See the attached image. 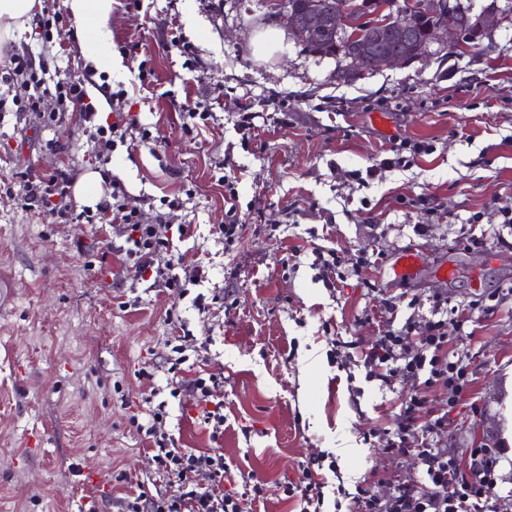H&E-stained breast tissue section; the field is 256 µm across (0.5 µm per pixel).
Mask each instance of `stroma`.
Returning <instances> with one entry per match:
<instances>
[{
    "mask_svg": "<svg viewBox=\"0 0 512 512\" xmlns=\"http://www.w3.org/2000/svg\"><path fill=\"white\" fill-rule=\"evenodd\" d=\"M42 5L0 57V512H123L128 495L174 494L141 430L153 393L179 447L223 452L239 512H299L285 488L306 466L325 484L320 512H354L364 482L383 498L421 490L414 453L388 450L420 382L370 377L361 351L392 323L442 318L471 385L456 398L431 388L427 407L447 410L448 425L407 439L467 478L472 449L490 442L500 462L488 504L512 512V248L500 244L512 241L500 212L512 202V28L461 56L342 84L334 60L289 41L268 0H117L100 43L41 38L45 20L69 16L62 0ZM269 31L273 51L257 54ZM104 51L120 71L97 72L91 56ZM14 57L49 85L85 77L108 104L97 123L135 119L111 159L53 95L29 110L35 89L13 76ZM189 107L206 115L190 129ZM63 167L119 180L145 223L189 225L172 253L200 282L182 295L141 273L120 232L79 219L81 203L65 223L27 206L26 177ZM230 210L241 230L228 244ZM410 248L423 264L396 278ZM444 263L448 281L435 273ZM200 294L221 301L200 309ZM209 376L218 436L188 394Z\"/></svg>",
    "mask_w": 512,
    "mask_h": 512,
    "instance_id": "35a3bbf8",
    "label": "stroma"
}]
</instances>
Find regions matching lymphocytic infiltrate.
Masks as SVG:
<instances>
[{
	"instance_id": "lymphocytic-infiltrate-1",
	"label": "lymphocytic infiltrate",
	"mask_w": 512,
	"mask_h": 512,
	"mask_svg": "<svg viewBox=\"0 0 512 512\" xmlns=\"http://www.w3.org/2000/svg\"><path fill=\"white\" fill-rule=\"evenodd\" d=\"M54 94L61 102L71 104L83 122L94 125L92 138L99 155L111 157L117 140L126 135L123 121L106 126L96 124V107L93 102L87 101L82 81L69 77L58 80L54 85ZM72 185L70 169H56L48 175L30 180L27 203L46 209L58 218H68L73 214ZM110 187L109 200L103 201L97 209L100 223L120 224L127 242L125 255L135 259L142 271L154 272L166 287H181L182 279L176 273L173 262L166 260L165 255L173 244L174 235L186 234V225L174 228L159 222L143 223L137 212L126 209L122 185L114 181ZM415 338L419 339L422 349L415 354H407L406 348ZM448 342L445 321L431 320L419 329L408 321L400 329L388 331L371 348L363 350L362 358L372 375L379 379H387L397 371L421 379L422 392L412 396L405 408L406 416L411 418L421 414L425 407L428 388L440 383L459 393L469 384L463 367L451 361ZM150 417L151 423L146 433L153 442L151 450L154 459L169 481L177 484L178 490L176 494L149 501L139 495L127 497L124 512H238L234 494L224 488L225 481L231 480L232 472L223 453H214L208 459V484L203 486L195 483L192 475L198 468V456L177 447L172 437L158 431L157 425L164 417L162 408L151 410ZM415 454L423 466L429 491L420 493L399 488L384 501L376 495L371 485L361 484L356 488L355 497L358 512H484L489 494L495 486L498 463L488 449H476L480 468L471 479L458 477L453 460L434 449L419 448Z\"/></svg>"
}]
</instances>
